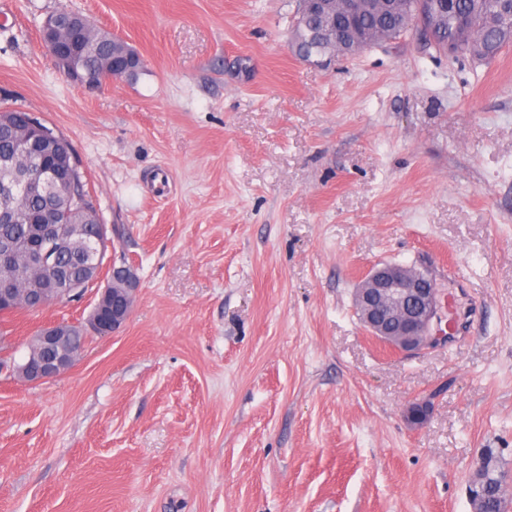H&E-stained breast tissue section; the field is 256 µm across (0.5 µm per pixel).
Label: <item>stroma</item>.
Listing matches in <instances>:
<instances>
[{
	"label": "stroma",
	"instance_id": "35a3bbf8",
	"mask_svg": "<svg viewBox=\"0 0 512 512\" xmlns=\"http://www.w3.org/2000/svg\"><path fill=\"white\" fill-rule=\"evenodd\" d=\"M136 48L88 91L39 29L60 7ZM289 0H0V110L72 145L137 267L127 323L68 373L0 375V512H472L512 471V49L413 40L298 60ZM428 262L457 331L415 356L353 307ZM98 298L8 315L15 357ZM431 397L427 423L409 407Z\"/></svg>",
	"mask_w": 512,
	"mask_h": 512
}]
</instances>
